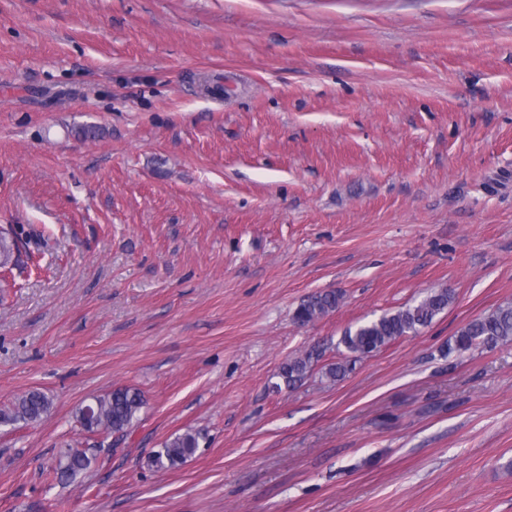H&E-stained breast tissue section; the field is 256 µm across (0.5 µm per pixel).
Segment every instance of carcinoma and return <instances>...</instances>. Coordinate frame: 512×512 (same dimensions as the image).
<instances>
[{"instance_id":"carcinoma-1","label":"carcinoma","mask_w":512,"mask_h":512,"mask_svg":"<svg viewBox=\"0 0 512 512\" xmlns=\"http://www.w3.org/2000/svg\"><path fill=\"white\" fill-rule=\"evenodd\" d=\"M20 233L13 224L0 225V269L7 272L24 265L21 259ZM340 295L334 291L316 292L301 301L294 318L301 325L309 324L334 311ZM454 296L446 289L427 294L414 305L355 328H347L339 338L336 349L339 358L322 366L327 377L339 381L355 368L356 362L380 351L390 342L416 333L429 325L445 311ZM512 339V303L501 304L494 310L478 316L464 324L448 342V353H462L475 348H493ZM323 358L322 348L313 346L301 354L291 357L281 367L278 377L282 383L275 384L293 388L302 382ZM141 393L133 388H116L105 396L95 398L90 417L78 413L83 429L91 434H124L134 424L143 407ZM50 408L47 396L32 390L17 397L10 405L0 408V426L30 423L39 420ZM198 437L190 432L165 441L162 447L148 457V466L155 469H171L183 464L198 449ZM96 460L91 448L73 453L66 448L61 451L58 462L52 468L55 479L69 481L87 472Z\"/></svg>"}]
</instances>
